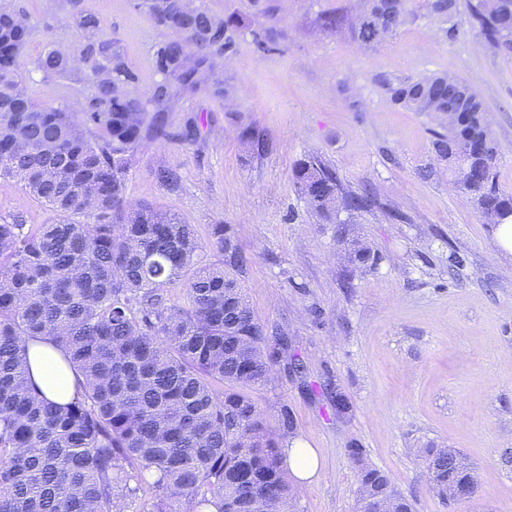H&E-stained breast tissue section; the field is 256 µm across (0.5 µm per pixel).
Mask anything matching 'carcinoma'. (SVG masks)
Masks as SVG:
<instances>
[{"label": "carcinoma", "instance_id": "carcinoma-1", "mask_svg": "<svg viewBox=\"0 0 512 512\" xmlns=\"http://www.w3.org/2000/svg\"><path fill=\"white\" fill-rule=\"evenodd\" d=\"M428 10L453 18L465 8L472 27L496 50H512V27L497 0H427ZM171 0H139L160 22ZM406 0L393 10L364 0L349 25L366 46L395 34L408 20ZM85 43L77 48L89 67L85 121L107 132L94 148L65 109L36 106L21 85L18 57L31 32L26 16L0 0V178L15 179L50 211V221L27 228L0 221V512H121L146 493L147 512H283L294 492L283 465L282 443L293 432L287 406L278 428L269 425L247 389L268 382L276 345L240 287L246 258L229 228L213 226L210 245L222 256L203 265L192 226L148 204L128 209L122 174L125 152L141 138L145 104L124 88L133 80L99 18L76 13ZM239 26L200 6L185 14L180 41L156 52L163 81L156 88L154 132L165 135L161 112L171 88L217 87V59L232 48ZM43 74L69 72L68 56L51 50L36 65ZM450 81L432 75L389 84L402 107L421 111ZM434 146L453 172L469 157L478 172L459 188L470 193L491 224L512 219V196L495 185L497 148L485 112L467 126L448 128ZM295 184L314 214L329 221L339 205L369 208V187L347 191L329 167L307 157ZM346 260L363 267L371 250L340 236ZM185 292L182 305L169 290ZM49 336L68 363L90 380L67 404L44 399L28 372L25 337ZM358 464L359 491L375 493L412 512L411 503L382 470ZM432 489L448 502V458L426 450Z\"/></svg>", "mask_w": 512, "mask_h": 512}]
</instances>
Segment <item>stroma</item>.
<instances>
[{
  "label": "stroma",
  "instance_id": "obj_1",
  "mask_svg": "<svg viewBox=\"0 0 512 512\" xmlns=\"http://www.w3.org/2000/svg\"><path fill=\"white\" fill-rule=\"evenodd\" d=\"M32 30L19 59L29 98L78 110L86 64L47 77L37 60L74 52V9L95 14L150 100L162 77L158 48L171 32L137 0H15ZM241 19L218 61L224 93L177 92L163 114L168 135L143 134L126 155L129 204L147 203L193 225L203 262L213 225L229 226L249 262L238 277L258 320L284 343L273 379L250 388L269 423L288 406L294 435L320 470L294 482L293 512H359L357 464L385 471L414 512H512V256L433 145L440 120L396 105L388 83L447 73L488 111L499 155L496 181L512 192V51L489 49L466 13L448 22L409 0V21L369 48L348 26L362 0H195ZM340 19L322 27L323 16ZM267 142L251 153L250 130ZM316 156L344 189L371 185L370 209L317 217L294 167ZM164 171L179 180H160ZM50 213L16 182L0 180V218L43 224ZM376 260L358 270L341 257L339 230ZM349 402L336 410L337 394ZM459 450L474 466L472 494L447 502L429 486L424 450Z\"/></svg>",
  "mask_w": 512,
  "mask_h": 512
}]
</instances>
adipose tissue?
<instances>
[{
	"label": "adipose tissue",
	"mask_w": 512,
	"mask_h": 512,
	"mask_svg": "<svg viewBox=\"0 0 512 512\" xmlns=\"http://www.w3.org/2000/svg\"><path fill=\"white\" fill-rule=\"evenodd\" d=\"M24 344L32 379L43 397L58 404L72 400L84 384L83 375L65 364L62 352L50 338L29 337Z\"/></svg>",
	"instance_id": "obj_1"
}]
</instances>
